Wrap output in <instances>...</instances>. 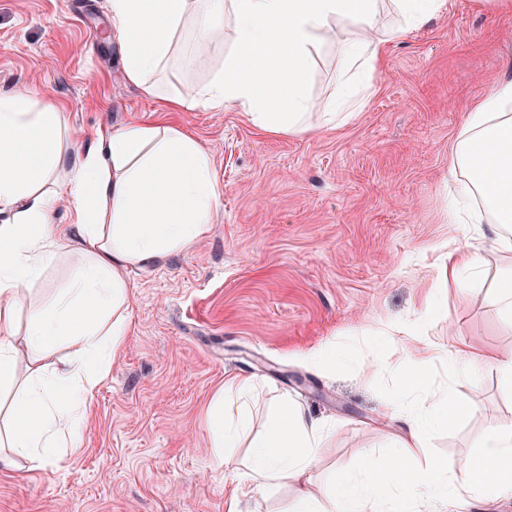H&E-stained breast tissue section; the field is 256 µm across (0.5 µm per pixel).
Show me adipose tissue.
Masks as SVG:
<instances>
[{
    "label": "adipose tissue",
    "mask_w": 512,
    "mask_h": 512,
    "mask_svg": "<svg viewBox=\"0 0 512 512\" xmlns=\"http://www.w3.org/2000/svg\"><path fill=\"white\" fill-rule=\"evenodd\" d=\"M378 0H110L112 37L124 78L149 96L152 74L165 69L175 35L192 25L205 49L233 50L203 88L178 93L171 108L237 110L271 134L312 136L355 118L374 91L389 44L438 12L444 0H399L404 22L373 36ZM342 23L336 104L320 107L306 92L314 53L332 23ZM97 147L67 155L61 116L52 102L24 92L0 96V390L10 392L0 426V469L54 464L59 449L77 447L87 405L129 331V274L190 250L209 231L221 188L209 154L186 131L164 121L95 133ZM457 181L454 223L489 219L496 250L512 252V70L467 113L448 158ZM70 227H53L60 199ZM64 250L76 256L71 283L31 303V287ZM28 318H21L22 308ZM405 329L379 330L380 346L401 341L396 365L403 393L392 405L400 427L376 463H341L330 483L313 470L327 435L324 420L282 400L249 461L225 471V512L291 485L290 512H461L474 501L512 496V423L486 432L479 452L461 463L430 458L423 438L455 426L463 410L452 390L425 379L431 343H404ZM65 341L70 354L51 360ZM248 378L225 382L210 410L215 457L235 447L238 428L224 417L227 393Z\"/></svg>",
    "instance_id": "adipose-tissue-1"
}]
</instances>
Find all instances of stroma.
I'll return each mask as SVG.
<instances>
[{
  "instance_id": "35a3bbf8",
  "label": "stroma",
  "mask_w": 512,
  "mask_h": 512,
  "mask_svg": "<svg viewBox=\"0 0 512 512\" xmlns=\"http://www.w3.org/2000/svg\"><path fill=\"white\" fill-rule=\"evenodd\" d=\"M158 77L162 91L200 87L225 54L197 50L190 26ZM512 12L445 0L389 48L376 91L358 115L313 137L268 134L241 112H167L125 81L109 0H0V93L55 103L80 151L98 127L162 119L208 152L222 195L193 249L132 274L130 333L98 386L82 446L46 468L0 470V512H224L208 408L229 377L253 390L224 412L247 414L240 464L287 397L330 428L316 473L384 446L403 379L372 336L384 324L422 327L441 352L433 390L464 409L452 430L428 434L437 459L460 462L512 419V383L496 359L512 355V320L486 297L512 272V255L484 251L468 293L444 281L454 247L481 245L480 224L449 221L448 151L465 113L512 66ZM341 40L318 49L312 98L331 93ZM446 309L425 323L428 299ZM458 339L487 354L477 381L449 376Z\"/></svg>"
}]
</instances>
